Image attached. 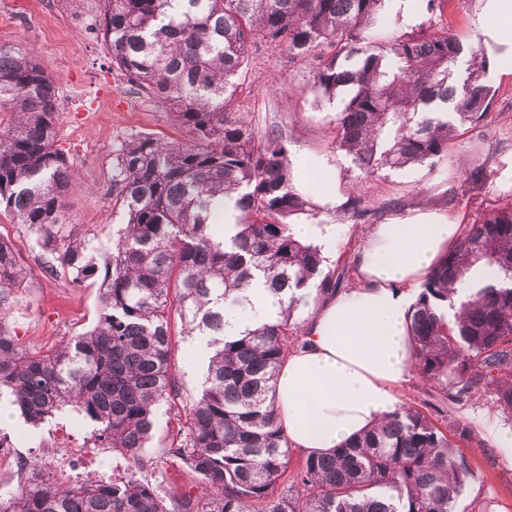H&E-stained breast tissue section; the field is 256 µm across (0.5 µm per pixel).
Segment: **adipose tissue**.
Wrapping results in <instances>:
<instances>
[{
	"label": "adipose tissue",
	"mask_w": 512,
	"mask_h": 512,
	"mask_svg": "<svg viewBox=\"0 0 512 512\" xmlns=\"http://www.w3.org/2000/svg\"><path fill=\"white\" fill-rule=\"evenodd\" d=\"M337 169L327 158L296 161L293 187L320 208L314 219H294L299 241L335 258L345 225L329 222L341 201ZM459 215L416 211L372 225L357 256V283L348 290L310 301L303 344L291 349L274 386L278 422L291 447L321 453L381 422L400 405L398 387L412 369L410 288L435 266L462 235ZM253 312L224 310V324L236 332L275 316L277 296L253 290Z\"/></svg>",
	"instance_id": "adipose-tissue-1"
}]
</instances>
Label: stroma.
I'll use <instances>...</instances> for the list:
<instances>
[{"instance_id": "obj_1", "label": "stroma", "mask_w": 512, "mask_h": 512, "mask_svg": "<svg viewBox=\"0 0 512 512\" xmlns=\"http://www.w3.org/2000/svg\"><path fill=\"white\" fill-rule=\"evenodd\" d=\"M478 0H451L441 23L462 42L489 32L479 21ZM102 0H0V44L16 45L32 52L56 83V132L61 149L76 168L65 197V220L94 245H108L121 216L113 211L109 195L115 150L136 134L169 141L189 142L169 105L139 92L113 70L111 58L97 27ZM312 57L289 59L284 47L252 44L232 106L244 113L258 133L277 130L287 138L290 154L327 157L340 169L338 191L343 200L365 199L382 223L395 212L417 207L441 208L449 191L458 199L454 212L472 222L481 213L512 202V178L504 171L512 166V48L492 55L488 80L494 89L488 115L480 122H464L448 148V159L436 170L411 165L383 168L363 175L336 141L337 114L343 98L318 101L303 91L311 79ZM486 163L491 177L480 188L464 181L477 163ZM0 238L9 241L30 276L0 302V324L20 336L33 349H46L89 330L99 303L97 286L70 284L67 273H47L44 253L14 215L0 208ZM402 405L424 412L467 459L472 477L460 494L455 512H512V455L498 448L492 426H511L498 410L493 395L481 390L459 404H449L441 388L426 384L410 373L398 389ZM54 423L69 435L83 458L100 451L91 425L73 411L58 415ZM470 438H460L459 428ZM11 439L28 460L51 455L39 428H28L22 419L0 423V439Z\"/></svg>"}]
</instances>
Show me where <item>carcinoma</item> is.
Returning <instances> with one entry per match:
<instances>
[{
	"mask_svg": "<svg viewBox=\"0 0 512 512\" xmlns=\"http://www.w3.org/2000/svg\"><path fill=\"white\" fill-rule=\"evenodd\" d=\"M389 0H103L99 31L112 68L172 105L189 144L138 135L120 143L112 195L123 223L100 249L64 223L73 175L56 144V87L34 56L0 45V204L56 256L73 286L99 282L95 325L33 350L0 325V395L36 428L65 409L94 426L112 449V477L40 482L0 496V512H454L472 470L448 434L402 407L364 434L288 472V441L271 393L278 366L298 341L293 321L305 289L336 292L319 250L294 238L290 220L312 217L290 184L288 146L259 136L231 106L251 44L283 45L291 59L317 53L308 91L347 101L337 143L369 176L382 168H437L459 121L487 116L489 57L448 28L423 24L386 41L374 36ZM490 177L483 164L472 188ZM235 192L241 222L227 237L214 208ZM344 213L375 210L361 199ZM498 277H473L475 266ZM29 270L0 238V300ZM280 298L277 315L237 336L224 307L248 308L252 284ZM180 322L174 330L173 319ZM204 336L211 349L198 390L183 397L175 334ZM413 367L460 402L492 389L512 416V206L476 218L431 270L411 306ZM181 421L167 458L190 487L165 488L136 465L158 407ZM284 491L276 493L278 486Z\"/></svg>",
	"mask_w": 512,
	"mask_h": 512,
	"instance_id": "1",
	"label": "carcinoma"
}]
</instances>
